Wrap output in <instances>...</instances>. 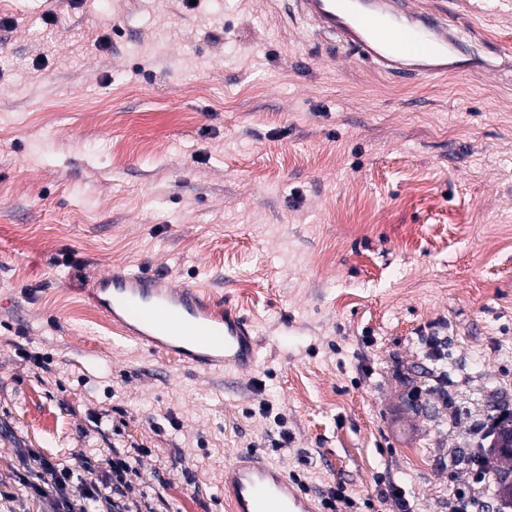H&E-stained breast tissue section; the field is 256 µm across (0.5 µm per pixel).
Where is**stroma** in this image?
<instances>
[{
    "label": "stroma",
    "instance_id": "stroma-1",
    "mask_svg": "<svg viewBox=\"0 0 512 512\" xmlns=\"http://www.w3.org/2000/svg\"><path fill=\"white\" fill-rule=\"evenodd\" d=\"M436 5L512 54V0ZM295 13L0 0V512H59L21 458L81 451L99 479L134 458L142 512H226L250 450L349 512H399L394 484L413 512L464 486L468 512H506L450 457L512 410V72L399 84ZM117 269L209 288L256 366L107 330L89 291Z\"/></svg>",
    "mask_w": 512,
    "mask_h": 512
}]
</instances>
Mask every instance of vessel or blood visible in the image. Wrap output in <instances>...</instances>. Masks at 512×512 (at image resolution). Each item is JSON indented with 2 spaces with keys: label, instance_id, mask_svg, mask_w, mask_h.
Returning <instances> with one entry per match:
<instances>
[{
  "label": "vessel or blood",
  "instance_id": "1",
  "mask_svg": "<svg viewBox=\"0 0 512 512\" xmlns=\"http://www.w3.org/2000/svg\"><path fill=\"white\" fill-rule=\"evenodd\" d=\"M315 31L338 36L350 57L371 60L393 77L428 82L488 69L446 16L411 7V0H295ZM92 301L114 330L166 358L197 370L242 372L258 359L247 321L198 285L178 286L153 271L100 277ZM231 512H322L319 498L300 492L279 466L252 452L224 468Z\"/></svg>",
  "mask_w": 512,
  "mask_h": 512
}]
</instances>
